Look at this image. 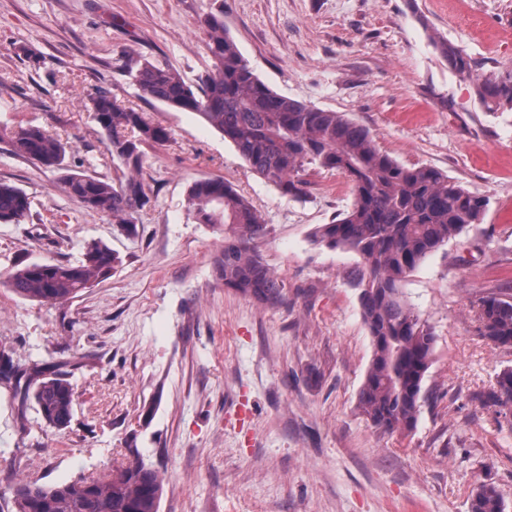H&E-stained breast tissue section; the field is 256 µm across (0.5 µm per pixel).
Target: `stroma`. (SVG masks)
Returning <instances> with one entry per match:
<instances>
[{"instance_id":"stroma-1","label":"stroma","mask_w":512,"mask_h":512,"mask_svg":"<svg viewBox=\"0 0 512 512\" xmlns=\"http://www.w3.org/2000/svg\"><path fill=\"white\" fill-rule=\"evenodd\" d=\"M219 4L273 90L345 114L399 163L490 200L482 223L404 284L436 338L410 435L359 412L372 347L348 279L357 258L310 238L352 205L350 182L309 171L301 196L283 194L197 114L138 98L122 71L145 58L195 81L209 64L200 21ZM439 39L474 73L512 64V0H0L1 124L44 129L72 169L106 180L117 171L92 118L98 89L170 132L145 149L148 202L131 236L0 143V181L33 201L24 223L0 224V273L79 259L94 241L121 259L62 303L0 286V350L23 369L62 365L74 387L71 423L57 431L0 380V512H12L16 477L52 484L137 457L163 475L160 512H469L484 481L512 512V428L478 397L512 349L488 345L475 320L480 297L512 298V112L485 111ZM210 176L264 218L257 248L282 303L219 279L224 232L186 208L189 186Z\"/></svg>"}]
</instances>
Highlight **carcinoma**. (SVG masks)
I'll return each mask as SVG.
<instances>
[{
    "instance_id": "carcinoma-1",
    "label": "carcinoma",
    "mask_w": 512,
    "mask_h": 512,
    "mask_svg": "<svg viewBox=\"0 0 512 512\" xmlns=\"http://www.w3.org/2000/svg\"><path fill=\"white\" fill-rule=\"evenodd\" d=\"M209 66L196 82L147 59L128 65L140 97L177 112H195L232 143L251 170L284 194H302L303 173L314 168L344 176L354 203L312 233L316 245L345 249L358 257L349 275L358 291L372 355L358 392L360 413L388 433H409L421 409L423 384L433 363L435 336L404 298L403 285L419 264L465 228L480 223L490 200L465 189L432 167H407L378 146L371 131L339 112L323 110L279 94L248 66L229 31L222 7L201 20ZM439 50L452 68L472 71L469 59L445 42ZM476 95L488 112L512 109V65L485 73ZM92 112L122 176L102 180L73 171L66 146L32 125L0 130L12 153L60 173L64 191L91 212L112 216L125 232L135 230L147 203L138 178L144 147L168 141V130L146 113L101 90ZM187 211L199 224L224 226V256L217 262L224 287L265 304L283 299L282 281L263 262L257 243L268 233L262 215L222 177L195 181ZM32 201L20 187L0 181V224H20ZM119 257L92 243L75 262L15 265L0 285L24 300L57 303L108 279ZM478 331L494 348H512V300L483 296L476 302ZM24 396L50 427L71 422L74 393L56 365L29 375ZM499 413L512 409V367L496 375L481 393ZM164 493L160 471L137 459L107 478L79 476L44 485L20 479L11 487L15 512H159ZM469 512H506L498 488L481 483Z\"/></svg>"
}]
</instances>
